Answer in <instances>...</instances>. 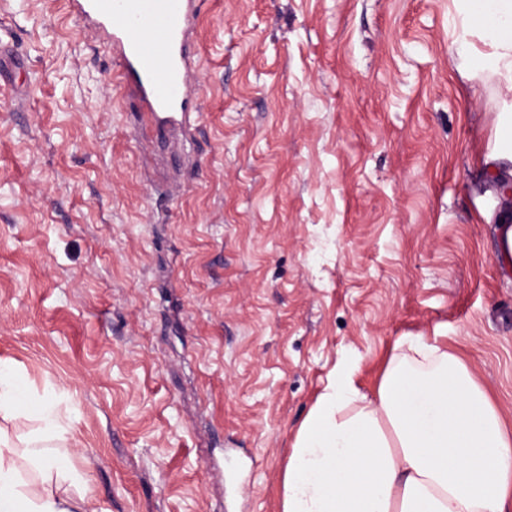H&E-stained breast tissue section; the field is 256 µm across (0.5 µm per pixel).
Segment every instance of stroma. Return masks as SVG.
<instances>
[{"instance_id":"35a3bbf8","label":"stroma","mask_w":512,"mask_h":512,"mask_svg":"<svg viewBox=\"0 0 512 512\" xmlns=\"http://www.w3.org/2000/svg\"><path fill=\"white\" fill-rule=\"evenodd\" d=\"M457 0H203L153 138L67 0H0V361L96 512H281L330 380L438 339L512 429V86Z\"/></svg>"}]
</instances>
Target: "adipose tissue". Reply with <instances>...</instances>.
Returning <instances> with one entry per match:
<instances>
[{"label":"adipose tissue","mask_w":512,"mask_h":512,"mask_svg":"<svg viewBox=\"0 0 512 512\" xmlns=\"http://www.w3.org/2000/svg\"><path fill=\"white\" fill-rule=\"evenodd\" d=\"M460 5L512 84V0ZM355 374L339 373L302 421L282 512H512V432L459 357L404 336L374 392H361ZM35 414L24 454L0 440V512H94L55 492L84 479L65 462L56 407Z\"/></svg>","instance_id":"ef3b65f1"}]
</instances>
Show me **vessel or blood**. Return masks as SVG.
I'll use <instances>...</instances> for the list:
<instances>
[{
    "label": "vessel or blood",
    "mask_w": 512,
    "mask_h": 512,
    "mask_svg": "<svg viewBox=\"0 0 512 512\" xmlns=\"http://www.w3.org/2000/svg\"><path fill=\"white\" fill-rule=\"evenodd\" d=\"M69 7L111 43L150 125L190 127L198 111L190 103L198 0H69Z\"/></svg>",
    "instance_id": "obj_1"
}]
</instances>
